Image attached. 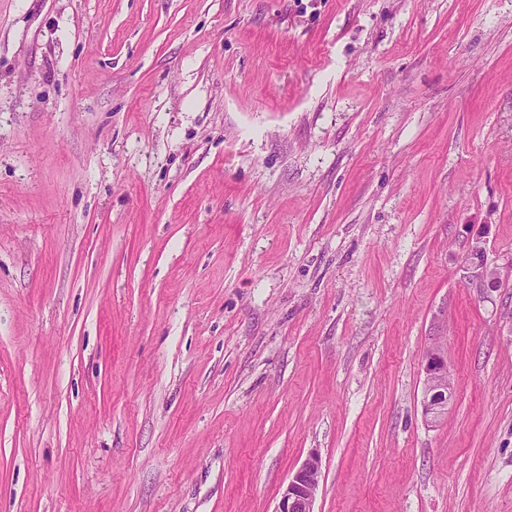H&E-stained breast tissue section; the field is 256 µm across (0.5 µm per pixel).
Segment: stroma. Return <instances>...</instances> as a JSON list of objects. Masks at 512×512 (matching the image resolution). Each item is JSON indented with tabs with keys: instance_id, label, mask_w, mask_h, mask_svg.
<instances>
[{
	"instance_id": "1",
	"label": "stroma",
	"mask_w": 512,
	"mask_h": 512,
	"mask_svg": "<svg viewBox=\"0 0 512 512\" xmlns=\"http://www.w3.org/2000/svg\"><path fill=\"white\" fill-rule=\"evenodd\" d=\"M313 452L314 512H512V0H0V512ZM424 374L422 413L428 423L440 422L453 395L448 358L438 344L429 348L422 358Z\"/></svg>"
}]
</instances>
